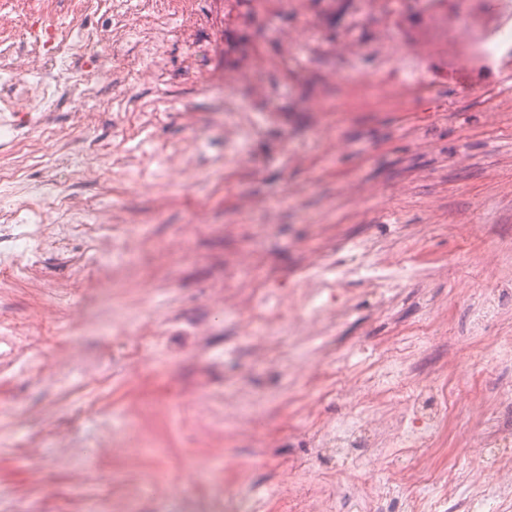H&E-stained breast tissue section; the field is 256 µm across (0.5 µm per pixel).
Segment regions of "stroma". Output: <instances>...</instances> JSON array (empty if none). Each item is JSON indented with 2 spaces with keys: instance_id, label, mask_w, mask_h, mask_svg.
Returning <instances> with one entry per match:
<instances>
[{
  "instance_id": "obj_1",
  "label": "stroma",
  "mask_w": 512,
  "mask_h": 512,
  "mask_svg": "<svg viewBox=\"0 0 512 512\" xmlns=\"http://www.w3.org/2000/svg\"><path fill=\"white\" fill-rule=\"evenodd\" d=\"M225 20L171 36L163 75L135 82L112 111L65 99L48 119L60 142H39L46 180L74 195L86 224L66 243L48 235L45 262L0 270V512H175L249 479L257 512H286L306 495L351 489L362 472L321 444L338 417L373 414L371 436L396 416L383 400L316 399L302 376L323 365L363 373L372 349L399 329L430 324L431 370L450 367L456 394L492 403L507 377L470 338L463 309L484 289L512 283V67L467 72L465 51L425 58L433 97L385 102L377 76L393 69L377 46L413 52L423 0H236ZM317 43L289 46L307 28ZM256 67L229 93L201 89L213 67ZM464 73L468 85L450 80ZM94 145L86 179L60 156ZM276 214L266 233L262 207ZM136 226L137 253H116ZM369 236L412 256L420 279L388 313L358 277L345 284L355 312L336 331L295 333L269 357L252 343L246 312L225 307L228 287H262L250 305L314 313L313 264L335 238ZM187 241L179 259L166 246ZM108 303L91 301L102 282ZM249 309V310H250ZM26 339L11 351L4 335ZM266 399L258 433L237 430L242 397ZM481 414H452L426 447L383 454L386 469L454 464L461 492L512 478V447L495 463L476 440Z\"/></svg>"
}]
</instances>
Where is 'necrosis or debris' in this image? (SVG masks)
<instances>
[{"mask_svg":"<svg viewBox=\"0 0 512 512\" xmlns=\"http://www.w3.org/2000/svg\"><path fill=\"white\" fill-rule=\"evenodd\" d=\"M140 5L139 19L134 22L128 0H66L69 20L57 24L49 22L30 0H0V7L16 14L19 23L18 36H0V147L19 157L18 164L0 168V183L27 182L29 169L41 162L34 141L60 140V131L41 118L42 113L55 111L60 90L82 98L87 111L112 110L114 96L98 94L94 87L99 74L118 57L123 41L132 39L137 44L136 58L124 62L127 75L139 79L162 67V49L171 36L167 0H140ZM98 14L105 16V24H92V17ZM448 38L467 43L473 59L490 66L502 50L512 49V26L498 18L484 17L451 26ZM24 55L35 59V70L20 69L19 59ZM34 198L29 215L32 223H43L46 214L52 212L58 216L55 239L63 241L80 232V219L69 196L38 192ZM336 248L359 257L362 279L379 304L391 302L413 275L412 265L404 262L385 267L367 241L341 239ZM511 304L512 289L496 288L484 295L480 308L470 318L473 332L487 336L506 356L512 354V336L497 328L496 313ZM415 355V350L405 346L372 354V371L355 376L349 387L360 397L379 396L399 406L407 424L392 443L407 449L423 447L447 414L446 403L436 400V380L414 375L411 361ZM489 422L479 437L482 447H496L498 441L512 436L511 381L497 387ZM408 484L415 490L409 502L411 512H500L502 500L512 497V489L504 487L493 495L478 489L469 499H460L457 476L451 468L418 470ZM427 486L438 492L434 501L417 494L418 489Z\"/></svg>","mask_w":512,"mask_h":512,"instance_id":"4bbe7bcc","label":"necrosis or debris"}]
</instances>
